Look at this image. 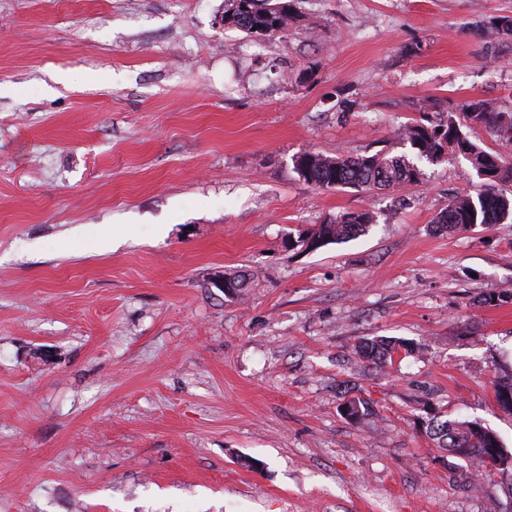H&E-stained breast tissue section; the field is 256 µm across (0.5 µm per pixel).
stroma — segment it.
<instances>
[{
  "mask_svg": "<svg viewBox=\"0 0 512 512\" xmlns=\"http://www.w3.org/2000/svg\"><path fill=\"white\" fill-rule=\"evenodd\" d=\"M0 0V512H492L512 451V222L449 233L459 155L413 185L320 188L296 156L411 154L397 132L512 112V0ZM369 229L289 237L348 212ZM247 271L228 296L214 273ZM495 302L484 303L486 294ZM411 353L380 364L360 342ZM361 398V422L340 411ZM224 24L248 34L273 35L288 28L294 16L287 2L270 5L271 0H225ZM373 221L369 212L346 213L330 224H316L307 231L299 234L297 239H289L288 247L318 249L331 243L351 238L364 231ZM409 343L391 338L368 339L358 345L357 352L364 359L379 360L381 363L392 362L394 354L401 349L408 350ZM429 433L440 448L452 455L492 466L503 477L506 474L512 477V452L503 447L494 431L480 422L436 418L431 422ZM491 448H498L496 457L491 454Z\"/></svg>",
  "mask_w": 512,
  "mask_h": 512,
  "instance_id": "obj_1",
  "label": "stroma"
}]
</instances>
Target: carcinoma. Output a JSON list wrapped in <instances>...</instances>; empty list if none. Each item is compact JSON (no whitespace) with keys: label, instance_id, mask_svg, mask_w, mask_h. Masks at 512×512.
<instances>
[{"label":"carcinoma","instance_id":"1","mask_svg":"<svg viewBox=\"0 0 512 512\" xmlns=\"http://www.w3.org/2000/svg\"><path fill=\"white\" fill-rule=\"evenodd\" d=\"M293 19L289 5L271 4V0H225L224 23L233 25L248 34L273 35L288 28ZM483 35L512 33V19L495 17L482 25ZM466 118L482 124L500 140L512 142V113L503 112L498 105L478 100L462 105ZM399 138L416 149L417 159L429 162L440 160L444 152H458L470 162L476 172H487L489 178L477 196L460 195L448 202L436 217L435 223L450 232H466L474 227L484 228L512 219V199L499 193L496 185L512 182V165L504 163L502 157L489 152L469 138L461 124L453 116L436 125L413 123L405 126ZM304 171L299 177L322 188L387 189L411 185L422 175L417 163L404 155H393L380 149L372 154L356 156H327L315 152L301 154ZM373 218L369 212L346 213L328 224H316L307 231L288 240V247L295 249L314 248L351 238L364 231ZM250 278L242 271L224 272V284L236 294L248 287ZM409 349V343L391 338L369 339L358 345L357 352L364 359L391 362L394 354ZM499 407L512 413V381L496 387ZM345 408L351 410L348 419L358 421L371 412L363 399L345 400ZM430 436L439 447L449 453L493 466L499 473L512 476V452L500 442L499 436L477 421L435 419L429 428Z\"/></svg>","mask_w":512,"mask_h":512}]
</instances>
